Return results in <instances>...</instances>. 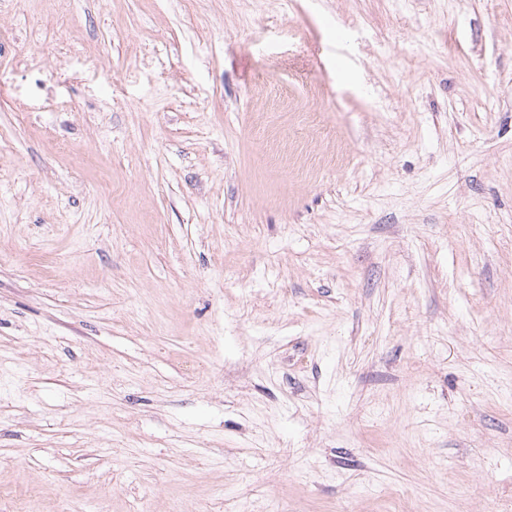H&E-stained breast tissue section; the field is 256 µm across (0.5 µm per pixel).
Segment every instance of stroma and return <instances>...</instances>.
I'll return each instance as SVG.
<instances>
[{
  "label": "stroma",
  "instance_id": "1",
  "mask_svg": "<svg viewBox=\"0 0 512 512\" xmlns=\"http://www.w3.org/2000/svg\"><path fill=\"white\" fill-rule=\"evenodd\" d=\"M0 512H512V0H0Z\"/></svg>",
  "mask_w": 512,
  "mask_h": 512
}]
</instances>
